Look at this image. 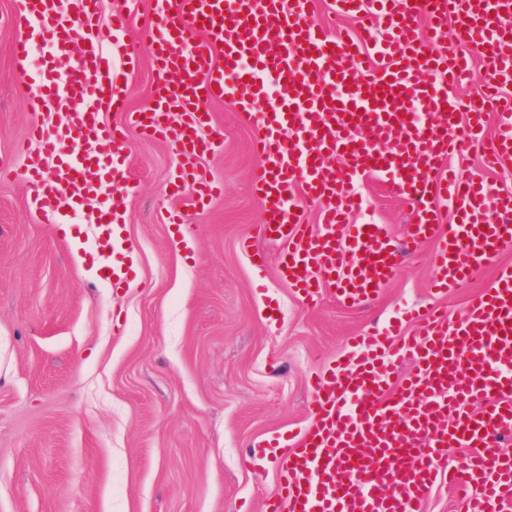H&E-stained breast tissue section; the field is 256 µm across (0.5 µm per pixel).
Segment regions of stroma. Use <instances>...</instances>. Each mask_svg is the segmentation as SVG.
Masks as SVG:
<instances>
[{
  "mask_svg": "<svg viewBox=\"0 0 512 512\" xmlns=\"http://www.w3.org/2000/svg\"><path fill=\"white\" fill-rule=\"evenodd\" d=\"M19 0H0V512H263L278 489L290 438L311 422L313 381L345 355L349 336L413 305L460 318L487 270L447 295L406 254L399 274L364 305L330 291L306 305L278 271L283 244L255 240L263 219L250 187L259 133L233 106L211 103L223 144L200 162L223 192L192 206L176 148L126 130L125 180L112 190L125 223L112 246L82 215H45L16 152L38 123L16 90ZM138 62L128 109L150 106L159 79L138 26L124 38ZM365 220L402 239L412 204L389 184L358 186ZM184 215L180 224L169 212ZM121 260L122 287L96 273Z\"/></svg>",
  "mask_w": 512,
  "mask_h": 512,
  "instance_id": "stroma-1",
  "label": "stroma"
}]
</instances>
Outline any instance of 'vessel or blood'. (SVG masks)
I'll return each mask as SVG.
<instances>
[{"instance_id":"b4317fda","label":"vessel or blood","mask_w":512,"mask_h":512,"mask_svg":"<svg viewBox=\"0 0 512 512\" xmlns=\"http://www.w3.org/2000/svg\"><path fill=\"white\" fill-rule=\"evenodd\" d=\"M20 3L36 33L16 40L15 60H27L36 37L52 52L18 89L33 111L67 118L55 130L35 127L31 142L19 145L23 176L47 212L87 206L100 241L111 242L119 219L100 188L123 179L128 153L123 131L101 115L126 109L112 47L135 23L160 75L152 106L132 115L145 135L193 160L217 144L199 134L208 102L227 101L242 120L258 119L252 186L264 212L255 233L287 242L279 271L306 302L327 287L357 307L397 275L402 255L385 225L347 221L365 207L354 186L368 178L413 204L404 245L433 243L436 292L512 250V193L447 163L474 141L489 166L512 161V100L491 115L452 94L476 57L487 96L512 84V30L501 24L512 0H332L334 14L363 21L356 36L322 26L311 0H155L135 18L101 15L97 0ZM451 21L456 32L447 39ZM269 77L280 87L271 106ZM491 116L497 132L488 138ZM82 143L89 152H76ZM336 156L339 171L329 164ZM301 198L320 204L319 225L304 222ZM410 316L419 332L350 337L329 379L314 382L313 422L284 457L279 497L265 512H422L440 482L471 489L466 512H512V455L499 450L512 437V268L471 295L456 321L437 307L417 306ZM404 361L411 373L393 380ZM451 448L464 454L447 466Z\"/></svg>"}]
</instances>
